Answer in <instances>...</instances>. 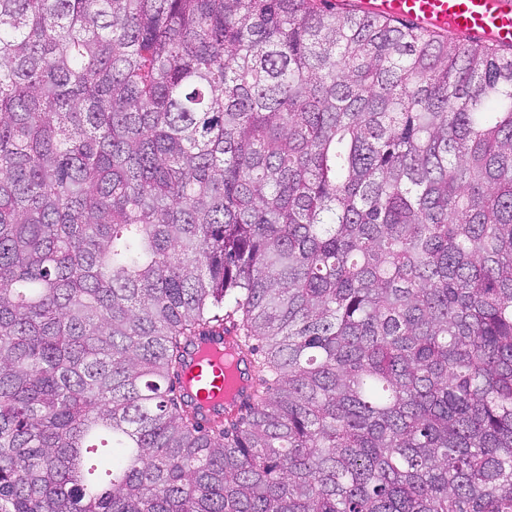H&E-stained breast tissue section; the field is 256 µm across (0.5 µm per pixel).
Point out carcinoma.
<instances>
[{"label":"carcinoma","instance_id":"cac0c4a2","mask_svg":"<svg viewBox=\"0 0 512 512\" xmlns=\"http://www.w3.org/2000/svg\"><path fill=\"white\" fill-rule=\"evenodd\" d=\"M0 512H512V49L0 0ZM232 337L213 336L198 341L182 375L181 392L201 405V415L205 419H210L215 410L223 411L224 406L235 403L239 393L249 386L246 379V384L237 391L232 400H226V390L232 384V379H228L230 377L227 375L225 360L231 355L229 350L234 353L236 351Z\"/></svg>","mask_w":512,"mask_h":512}]
</instances>
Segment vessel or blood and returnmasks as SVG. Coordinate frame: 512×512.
Listing matches in <instances>:
<instances>
[{
	"label": "vessel or blood",
	"instance_id": "1",
	"mask_svg": "<svg viewBox=\"0 0 512 512\" xmlns=\"http://www.w3.org/2000/svg\"><path fill=\"white\" fill-rule=\"evenodd\" d=\"M348 6L424 30H451L470 41L512 46V7L504 0H349ZM232 348L231 337L216 336L198 341L189 356L181 391L201 405L203 418L227 404L224 371Z\"/></svg>",
	"mask_w": 512,
	"mask_h": 512
}]
</instances>
